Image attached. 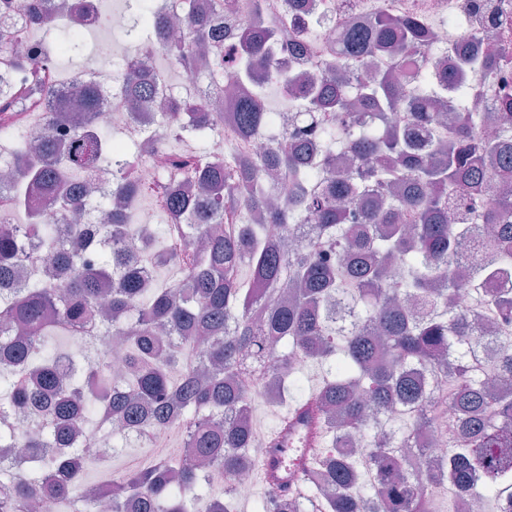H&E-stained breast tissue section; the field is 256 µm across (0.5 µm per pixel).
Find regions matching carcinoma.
<instances>
[{
    "label": "carcinoma",
    "mask_w": 512,
    "mask_h": 512,
    "mask_svg": "<svg viewBox=\"0 0 512 512\" xmlns=\"http://www.w3.org/2000/svg\"><path fill=\"white\" fill-rule=\"evenodd\" d=\"M224 2L184 0L183 36L156 43L169 28L166 8L135 0L139 50L147 58L161 48L186 74L194 57L206 59L189 82L234 84L225 112L240 137L282 132L260 154L222 160L211 141L224 112L191 91L159 114L156 135L189 134L197 149L170 151L174 174L152 187L137 179L138 151L100 122L97 86L75 91L82 115L69 137L57 134L72 98L51 76L59 58L83 49V0L64 5L71 23L36 2L31 27L0 18V45L30 36L48 44L42 59L14 58L0 76V137L30 106L43 114L37 152L14 155V207L23 195L45 194L64 212L108 214L93 265L58 245L61 234L84 235L82 224L59 228L37 212L24 225L0 223V361L10 366L0 369V386L8 384L0 407L30 417L24 454L0 465V512H31L36 501L76 512L75 492L88 485L86 464L69 447L80 433L150 443L172 427L194 456L110 472L89 502L103 497L111 512H198L202 502L205 512H233L237 478L267 462L249 456L244 378L260 390L279 386L273 404L288 406L265 444L277 446L285 429L316 437L292 490L271 476L254 512H435L433 491L444 488L512 512V395L489 389L512 379V84L500 81L501 125L489 139L488 117L464 111L472 84L427 63L428 35L412 18L378 13L349 27L339 49L302 75L275 54L264 0H247L237 41L224 48L210 20ZM294 23L314 42L327 18L309 12ZM493 55L489 45L464 61L487 78ZM120 78L128 106L151 110L148 69ZM264 84L294 107L288 122L254 94ZM398 111L406 114L399 124ZM100 170L112 171L116 209L107 197L71 191ZM147 196L163 200L166 223H133ZM271 224L280 235L258 236ZM477 235L485 255L467 260L463 248ZM132 236L143 244L136 253ZM44 249L51 262L13 284L17 260ZM139 257L176 268L180 279L149 278ZM486 312L499 322L489 340L478 333ZM92 325L100 344L82 361L50 350L55 337ZM202 331L204 349L196 347ZM114 336L124 347L119 382L105 372ZM314 363L325 373L310 386L303 368ZM108 418L120 428L105 426ZM436 426L447 455L427 459L421 474L403 470L402 458ZM15 435L0 410V448L13 447ZM216 481L222 501L210 496Z\"/></svg>",
    "instance_id": "obj_1"
}]
</instances>
